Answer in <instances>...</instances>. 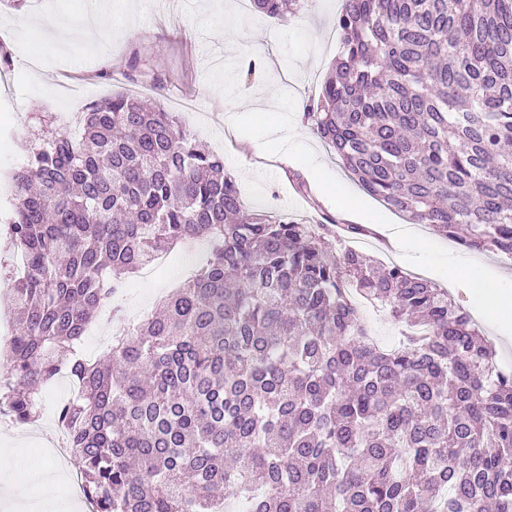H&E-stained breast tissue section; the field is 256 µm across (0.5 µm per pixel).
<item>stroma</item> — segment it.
Instances as JSON below:
<instances>
[{"instance_id":"obj_1","label":"stroma","mask_w":512,"mask_h":512,"mask_svg":"<svg viewBox=\"0 0 512 512\" xmlns=\"http://www.w3.org/2000/svg\"><path fill=\"white\" fill-rule=\"evenodd\" d=\"M135 3L130 13L120 0H24L18 8L0 0V48L25 57L0 72V289L7 286L3 266L14 255L3 224L13 193L7 173L25 161L37 116L54 112L66 119L117 90L150 96L159 80L166 108L180 99L193 103L185 114L191 131L223 156L247 208L352 224L356 218L344 202L349 196L381 223H402L400 214L363 190L303 119L339 55L342 0H300L283 17L255 11L251 0ZM247 41L262 55L253 66L241 52ZM266 110L296 127L299 136L289 151H280L255 120ZM350 244L374 260L431 277L430 259L397 255L376 232ZM207 250L206 241L187 243L172 252L163 272L133 275L117 301L122 314L133 318L153 308ZM42 397L35 423L0 422V443L11 441L17 456L32 462L27 478L18 481L0 466V485L13 481L20 512H91L71 499L66 484L54 504L38 501L40 477L56 478L76 462L49 452L66 389L47 386Z\"/></svg>"}]
</instances>
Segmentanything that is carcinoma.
<instances>
[{"label": "carcinoma", "instance_id": "cac0c4a2", "mask_svg": "<svg viewBox=\"0 0 512 512\" xmlns=\"http://www.w3.org/2000/svg\"><path fill=\"white\" fill-rule=\"evenodd\" d=\"M279 16L291 0H252ZM339 58L304 112L370 195L512 257V0H344ZM11 172L27 272L0 412L58 410L93 512H512V369L448 292L326 224L245 210L222 156L160 97L116 93ZM196 239L206 263L82 356L128 275ZM402 326L381 347L360 300Z\"/></svg>", "mask_w": 512, "mask_h": 512}]
</instances>
